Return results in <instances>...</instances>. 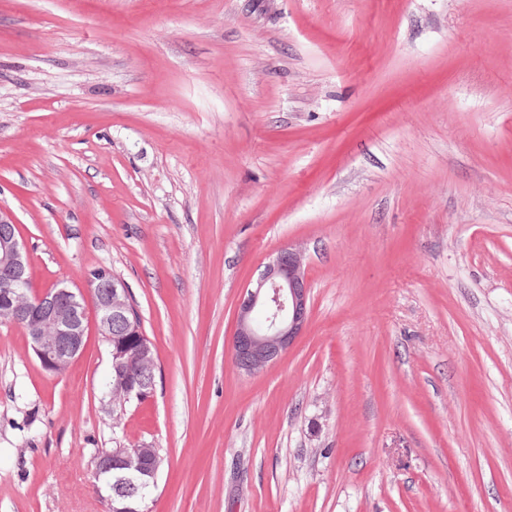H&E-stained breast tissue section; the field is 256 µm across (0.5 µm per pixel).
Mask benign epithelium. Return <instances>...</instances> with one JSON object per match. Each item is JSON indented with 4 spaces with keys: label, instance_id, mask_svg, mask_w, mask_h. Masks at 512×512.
<instances>
[{
    "label": "benign epithelium",
    "instance_id": "7a95c632",
    "mask_svg": "<svg viewBox=\"0 0 512 512\" xmlns=\"http://www.w3.org/2000/svg\"><path fill=\"white\" fill-rule=\"evenodd\" d=\"M28 268L29 255L18 238L14 216L0 209V325L21 328L43 369L62 374L81 355L89 335L83 295L63 282L34 293ZM89 285L95 295V329L107 346H115L109 400L124 404L152 394L157 369L152 349L139 346V370L131 375L119 344L129 336L144 335L126 284L101 268L90 274ZM309 316L304 255L300 248L288 246L277 252L239 300L232 340L236 368L255 374L277 363L302 334ZM157 472L140 448L101 453L96 479L102 484L107 512H137L122 502L146 500L144 490L156 487Z\"/></svg>",
    "mask_w": 512,
    "mask_h": 512
}]
</instances>
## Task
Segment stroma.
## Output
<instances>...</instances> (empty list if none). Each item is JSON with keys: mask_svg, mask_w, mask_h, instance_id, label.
<instances>
[{"mask_svg": "<svg viewBox=\"0 0 512 512\" xmlns=\"http://www.w3.org/2000/svg\"><path fill=\"white\" fill-rule=\"evenodd\" d=\"M0 208L33 289L127 285L156 389L0 325V512H512V0H0ZM305 251L309 321L239 372L244 287ZM151 465L143 449L132 448L102 452L96 463V479L102 484L97 487L108 512H149L144 490L156 487L157 472L162 469L164 458L156 449ZM103 489L104 493H102ZM138 498L146 503L143 511L118 506L127 499Z\"/></svg>", "mask_w": 512, "mask_h": 512, "instance_id": "35a3bbf8", "label": "stroma"}]
</instances>
